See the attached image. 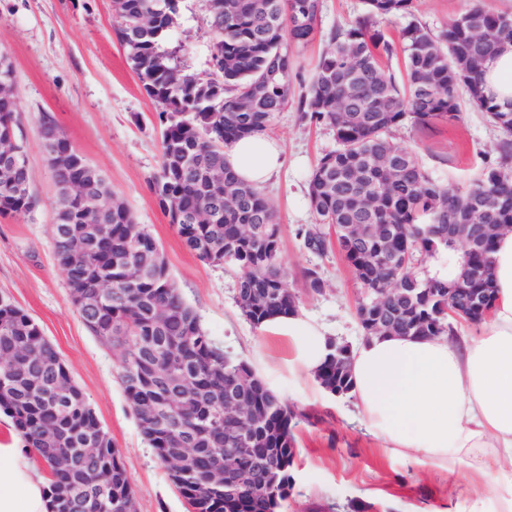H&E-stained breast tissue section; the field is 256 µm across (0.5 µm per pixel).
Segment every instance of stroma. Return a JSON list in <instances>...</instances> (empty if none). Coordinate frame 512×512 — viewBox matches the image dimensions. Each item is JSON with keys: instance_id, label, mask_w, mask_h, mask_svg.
Here are the masks:
<instances>
[{"instance_id": "stroma-1", "label": "stroma", "mask_w": 512, "mask_h": 512, "mask_svg": "<svg viewBox=\"0 0 512 512\" xmlns=\"http://www.w3.org/2000/svg\"><path fill=\"white\" fill-rule=\"evenodd\" d=\"M365 9L364 0H323L321 34L299 53L303 70L325 49L326 31ZM112 22V0H0V53L15 71L16 134L37 198L28 216L0 217V297L32 317L85 393L122 454L136 512H187L188 505L142 438L116 379L117 355L88 332L70 302L51 239L55 188L40 135L46 114L108 178L137 223L150 229L209 335L305 414L295 430L293 485L281 512H459L465 474L413 466L383 448L367 434L351 396L328 393L291 365L287 337L241 315L236 270L203 264L183 246L147 186L160 161L157 108L142 91ZM163 46L184 69L208 77L212 34L206 0H181ZM460 105L459 120L426 129L407 122L393 139L433 176L464 189L483 167L499 163L502 135L468 100ZM268 133L281 145L286 164L262 190L279 217L281 263L299 298V314L321 325L328 337L356 345L363 337L356 315L360 283L337 248L317 252L304 244L305 231L317 223L308 181L318 159L336 149L335 136L291 108L276 115ZM309 268L323 278L320 292L305 286L302 275Z\"/></svg>"}]
</instances>
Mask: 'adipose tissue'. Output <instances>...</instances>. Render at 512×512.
Masks as SVG:
<instances>
[{"label": "adipose tissue", "instance_id": "1", "mask_svg": "<svg viewBox=\"0 0 512 512\" xmlns=\"http://www.w3.org/2000/svg\"><path fill=\"white\" fill-rule=\"evenodd\" d=\"M484 80L500 105L512 103V45L486 65ZM236 176L255 186L284 165L262 134L224 151ZM495 301L472 336H370L353 350V392L368 431L408 460L447 472L467 468L480 492L464 512H512V233L494 253ZM299 366L315 373L327 353L320 326L277 318ZM0 512H50L46 481L24 449L0 446Z\"/></svg>", "mask_w": 512, "mask_h": 512}]
</instances>
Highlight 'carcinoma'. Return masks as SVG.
I'll return each mask as SVG.
<instances>
[{"instance_id": "carcinoma-1", "label": "carcinoma", "mask_w": 512, "mask_h": 512, "mask_svg": "<svg viewBox=\"0 0 512 512\" xmlns=\"http://www.w3.org/2000/svg\"><path fill=\"white\" fill-rule=\"evenodd\" d=\"M180 0H113L112 30L146 96L159 108L163 126L160 165L147 183L184 246L205 262L217 250L224 264L238 270L236 303L255 326L299 311L281 264V234L276 210L263 191L241 181L224 161L234 141L265 132L276 114L292 106L310 122L333 128L338 147L316 163L308 198L319 223L336 227V246L363 288H381L392 279L394 298L362 294L356 307L361 327L377 323L382 333L440 336L454 324H478L473 295L479 289L495 299L494 224L512 228V107L504 109L485 91L483 71H469L464 58L486 60L512 31V13L486 10L474 0L437 36L411 19L400 31V45L377 28V20L413 16L414 0H365L366 12L329 31L309 81L295 83L299 50L315 40L320 0H207L214 53L213 73L202 79L180 68L162 48L179 16ZM401 51L404 73L396 76L383 57ZM8 83L9 105L0 104V134L15 132L17 101L12 67L0 69ZM469 104L487 114L505 139L501 163L486 167L465 190L449 187L430 174L392 131L409 120L426 127L457 120L458 89ZM0 215L24 217L36 205L28 163L0 155ZM57 193L51 228L55 254L63 267L71 303L95 296L97 282L111 287L95 303L76 312L99 343L119 356L118 381L140 432L164 465L183 457L194 473L168 471L188 512H280L292 486L296 457L294 428L304 414L290 408L242 360L224 362L225 352L203 329L170 273L150 231L137 224L127 203L93 166L52 171ZM86 178V201L112 199V211L96 230L76 221L64 184ZM460 213L472 226L471 238L448 231V214ZM374 224L382 235L349 244L348 226ZM63 227L78 234L83 247L66 253ZM458 252L453 278L421 276L415 263ZM476 270L471 286L458 295V318L448 316V289ZM167 313L157 317V308ZM45 339L29 314L0 301V359ZM343 344L328 339V353L316 380L333 394L350 393L351 374L336 369ZM0 385V411L39 465L48 470L51 512H85L93 497L92 480L105 478L112 499L134 496L122 455L102 427L80 387L59 356L19 361ZM190 380L185 396L180 379ZM248 410L210 428L224 411L221 397L229 383ZM150 400L159 404L157 420L140 414ZM95 439L97 454L82 458L78 449ZM250 476L241 491L224 494L209 482L210 470L224 471V457ZM76 459L58 472L61 459Z\"/></svg>"}]
</instances>
